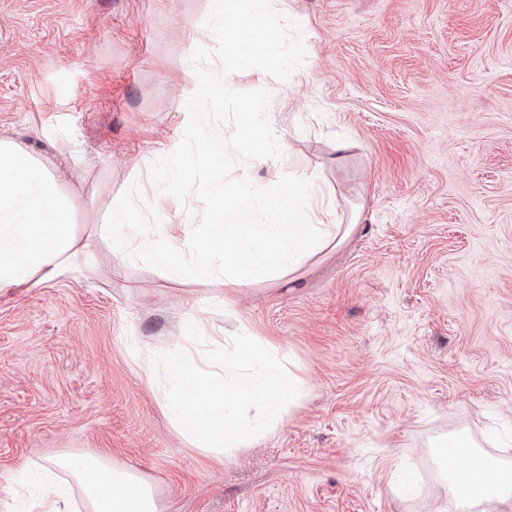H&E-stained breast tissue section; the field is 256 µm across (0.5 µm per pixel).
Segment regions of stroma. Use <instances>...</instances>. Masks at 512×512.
<instances>
[{
	"mask_svg": "<svg viewBox=\"0 0 512 512\" xmlns=\"http://www.w3.org/2000/svg\"><path fill=\"white\" fill-rule=\"evenodd\" d=\"M299 24L303 65L267 90L278 159L257 182L315 174L355 227L295 271L239 289L120 257L101 226L194 227L204 206L161 192L217 41L209 0H0V140L58 180L83 267L0 290V512L59 455L102 456L150 481L163 512H432V438L484 450L512 435V0H271ZM345 150H337V143ZM278 346L305 395L224 458L188 446L124 345Z\"/></svg>",
	"mask_w": 512,
	"mask_h": 512,
	"instance_id": "1",
	"label": "stroma"
}]
</instances>
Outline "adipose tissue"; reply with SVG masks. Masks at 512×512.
Segmentation results:
<instances>
[{
	"label": "adipose tissue",
	"instance_id": "adipose-tissue-1",
	"mask_svg": "<svg viewBox=\"0 0 512 512\" xmlns=\"http://www.w3.org/2000/svg\"><path fill=\"white\" fill-rule=\"evenodd\" d=\"M308 192L314 202L299 217L297 201ZM277 216L258 230L245 216L255 206ZM317 177L303 175L287 187L256 189L248 195L220 193L194 252L224 279L229 291L275 272L291 271L338 241L340 224ZM82 255L72 222V205L54 175L15 144L0 140V288L52 280ZM466 454L449 464L456 449ZM436 465L446 494L435 512H512V467L478 449L462 435L438 444ZM44 512H162L153 485L137 472L103 458L61 456L50 460L41 488Z\"/></svg>",
	"mask_w": 512,
	"mask_h": 512
}]
</instances>
